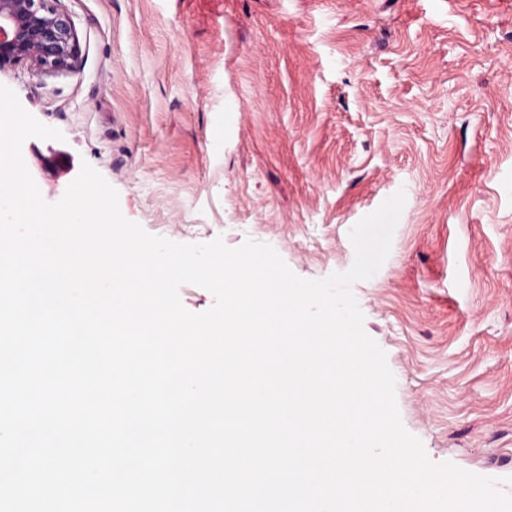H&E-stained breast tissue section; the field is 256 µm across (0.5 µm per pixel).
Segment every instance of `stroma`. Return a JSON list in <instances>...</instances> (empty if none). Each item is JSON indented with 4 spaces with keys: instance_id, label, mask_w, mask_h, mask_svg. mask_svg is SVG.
Here are the masks:
<instances>
[{
    "instance_id": "1",
    "label": "stroma",
    "mask_w": 512,
    "mask_h": 512,
    "mask_svg": "<svg viewBox=\"0 0 512 512\" xmlns=\"http://www.w3.org/2000/svg\"><path fill=\"white\" fill-rule=\"evenodd\" d=\"M80 55L0 85L64 138L24 162L58 202L89 163L123 217L180 243L253 239L298 276L348 270L349 234L406 201L353 285L405 428L512 495V0H56ZM73 169L71 159L63 152L52 151L48 156L40 157V170L43 175L53 180Z\"/></svg>"
}]
</instances>
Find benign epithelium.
Instances as JSON below:
<instances>
[{
    "mask_svg": "<svg viewBox=\"0 0 512 512\" xmlns=\"http://www.w3.org/2000/svg\"><path fill=\"white\" fill-rule=\"evenodd\" d=\"M54 0H0V68L25 62L38 75L72 68L79 40L70 17ZM73 169L71 159L53 151L40 157L43 175L54 180Z\"/></svg>",
    "mask_w": 512,
    "mask_h": 512,
    "instance_id": "benign-epithelium-1",
    "label": "benign epithelium"
}]
</instances>
